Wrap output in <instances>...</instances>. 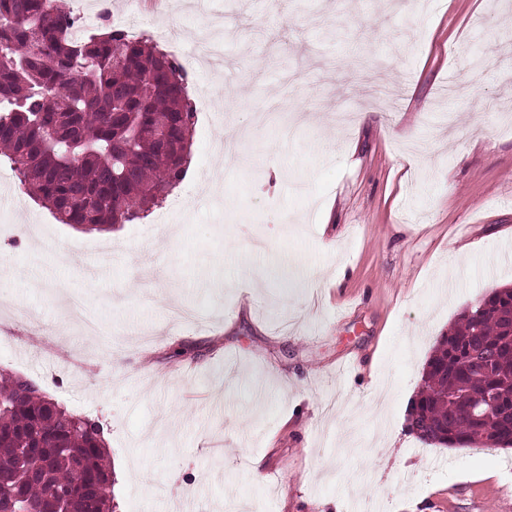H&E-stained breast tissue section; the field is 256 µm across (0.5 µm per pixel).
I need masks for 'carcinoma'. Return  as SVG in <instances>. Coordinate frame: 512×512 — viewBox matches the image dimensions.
Returning a JSON list of instances; mask_svg holds the SVG:
<instances>
[{"instance_id":"cac0c4a2","label":"carcinoma","mask_w":512,"mask_h":512,"mask_svg":"<svg viewBox=\"0 0 512 512\" xmlns=\"http://www.w3.org/2000/svg\"><path fill=\"white\" fill-rule=\"evenodd\" d=\"M61 0H0V155L61 224L147 217L186 176L195 110L179 62L110 27L72 38ZM512 287L441 337L412 405L416 437L512 448ZM490 396L492 417L471 404ZM103 424L0 384V512H112Z\"/></svg>"}]
</instances>
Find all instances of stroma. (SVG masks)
Returning a JSON list of instances; mask_svg holds the SVG:
<instances>
[{
  "label": "stroma",
  "instance_id": "1",
  "mask_svg": "<svg viewBox=\"0 0 512 512\" xmlns=\"http://www.w3.org/2000/svg\"><path fill=\"white\" fill-rule=\"evenodd\" d=\"M112 9L215 109L143 220L84 233L0 181V371L103 422L116 512H512V449L406 430L512 283V0Z\"/></svg>",
  "mask_w": 512,
  "mask_h": 512
}]
</instances>
